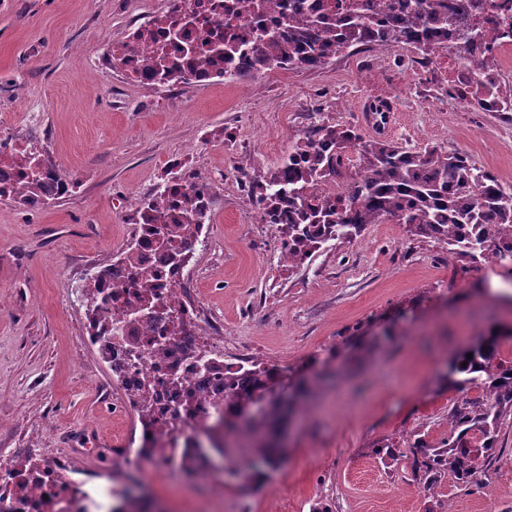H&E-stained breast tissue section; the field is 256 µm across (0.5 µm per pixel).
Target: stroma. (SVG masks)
Listing matches in <instances>:
<instances>
[{"label": "stroma", "mask_w": 512, "mask_h": 512, "mask_svg": "<svg viewBox=\"0 0 512 512\" xmlns=\"http://www.w3.org/2000/svg\"><path fill=\"white\" fill-rule=\"evenodd\" d=\"M126 30L125 0H0V129L44 146L46 160L79 181L38 211L0 198V455L21 465L59 453L77 477L111 472L126 427L123 411L105 406L112 370L84 338L88 275L109 260L122 211L160 181L166 153L192 149L198 167L223 172L224 144L198 149L202 128L244 136L241 163L270 175L299 137V108L340 102L337 122L365 139L462 149L512 184V123L466 105L449 109L440 94L435 111H422L401 67L380 83L396 98L393 125L381 132L364 110L375 91L360 80L362 60L187 85L174 99L105 69L104 41ZM242 206L225 196L214 226L223 256L204 258L201 299L224 323L225 360L249 346L256 360L308 377L313 405L294 418L284 459L261 489L230 468L220 481L191 484L131 467L156 508L310 512L320 502L329 512H512V416L480 490L445 482L424 497L410 460L381 453L447 431L450 361L467 343L512 327V302L490 286L506 266L473 267L389 220L280 275L273 242L245 240Z\"/></svg>", "instance_id": "stroma-1"}]
</instances>
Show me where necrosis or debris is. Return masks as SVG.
<instances>
[{"instance_id":"4bbe7bcc","label":"necrosis or debris","mask_w":512,"mask_h":512,"mask_svg":"<svg viewBox=\"0 0 512 512\" xmlns=\"http://www.w3.org/2000/svg\"><path fill=\"white\" fill-rule=\"evenodd\" d=\"M146 2L128 0L125 38L103 47L113 68L137 85L174 94L187 82L232 84L252 70L257 33L280 36L299 22L332 27L337 18L352 16L373 32L376 65L363 72L368 85L377 84L398 49L380 31L412 22L423 44L418 63L430 81L447 88L449 100L460 105L477 96L485 111L512 113L506 91L512 84V0H438L440 12L458 19L448 29L418 14L417 0H168L159 12ZM149 57H185L189 64L158 82L145 67ZM28 151L24 138L0 134V196L38 210L73 191L74 180L46 164L39 181H32ZM236 165L228 159L226 178L248 201L241 215L245 238H275L277 250L287 253L280 235L287 203L268 208L253 175ZM218 195L215 176L199 171L192 153L168 154L160 189L142 192L138 208L122 220L111 263L98 271L95 301L84 315L86 333L112 367L113 403L134 411L132 430L139 435L138 447L122 449L121 467L150 461L178 473L183 448L213 421L215 404L224 398V332L197 293L200 255L219 253ZM187 208L196 219L171 243L164 224L149 220L159 211L170 223ZM144 280L154 290L145 310ZM120 487L111 477L94 487L68 478L61 456L39 461L23 478L9 459H0V512H99L98 494Z\"/></svg>"}]
</instances>
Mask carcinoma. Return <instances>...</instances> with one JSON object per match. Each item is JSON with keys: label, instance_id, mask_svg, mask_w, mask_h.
<instances>
[{"label": "carcinoma", "instance_id": "cac0c4a2", "mask_svg": "<svg viewBox=\"0 0 512 512\" xmlns=\"http://www.w3.org/2000/svg\"><path fill=\"white\" fill-rule=\"evenodd\" d=\"M336 42L330 28L308 26L288 30L271 48L258 50L255 63L264 68L286 54L295 67L319 68L326 50ZM352 137L347 128L336 129V154L313 146L314 140L296 143L304 155L295 184L315 186L340 175V154ZM360 162L364 175L355 180L347 203L311 206L299 191L289 194L293 216L283 228L296 246L288 268L301 266L331 241H352L369 224L396 220L414 235L448 246V253L473 264L512 261V186L484 180V172L458 155H443L433 148L413 152L385 140L367 142ZM512 331L493 332L467 347L451 366L457 396L448 408V435L435 445L422 440L408 448H391L387 457L412 456V472L424 495L447 478L461 486L481 489L495 458L498 427L512 415V360L502 347ZM476 391L478 395L471 396ZM303 382L284 384L281 372L261 363L242 372L224 367V413L239 418L234 436L224 431V443L189 450L186 474L211 471L215 457L228 459L244 441L248 455L242 470L251 487L261 485L266 471L277 467L282 449L278 429L304 409ZM112 512H150L145 496L121 492Z\"/></svg>", "mask_w": 512, "mask_h": 512}]
</instances>
